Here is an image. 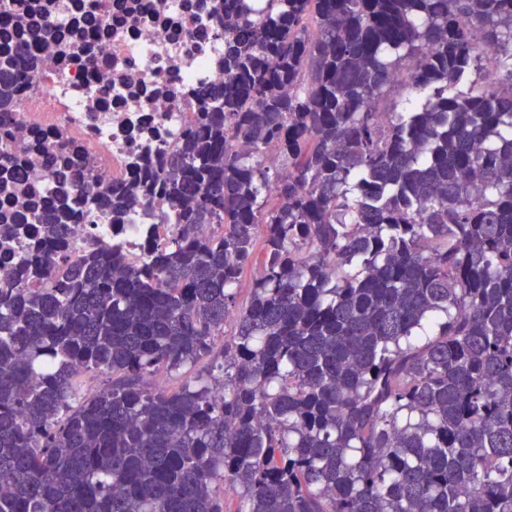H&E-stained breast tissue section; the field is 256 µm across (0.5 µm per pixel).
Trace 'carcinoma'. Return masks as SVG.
Here are the masks:
<instances>
[{
    "label": "carcinoma",
    "mask_w": 512,
    "mask_h": 512,
    "mask_svg": "<svg viewBox=\"0 0 512 512\" xmlns=\"http://www.w3.org/2000/svg\"><path fill=\"white\" fill-rule=\"evenodd\" d=\"M253 4L214 0L224 82L112 192V227L158 198L167 234L73 261L35 216L0 512H512V0Z\"/></svg>",
    "instance_id": "obj_1"
}]
</instances>
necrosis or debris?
I'll list each match as a JSON object with an SVG mask.
<instances>
[{"label": "necrosis or debris", "instance_id": "obj_1", "mask_svg": "<svg viewBox=\"0 0 512 512\" xmlns=\"http://www.w3.org/2000/svg\"><path fill=\"white\" fill-rule=\"evenodd\" d=\"M24 45L0 153L21 154L28 195L53 204L59 190L90 196L66 222L64 248L120 239L137 252L165 210L133 207L120 234L107 204L113 188L158 169L174 152L203 92L224 80V22L206 0H0V52ZM65 144L71 165H47Z\"/></svg>", "mask_w": 512, "mask_h": 512}]
</instances>
